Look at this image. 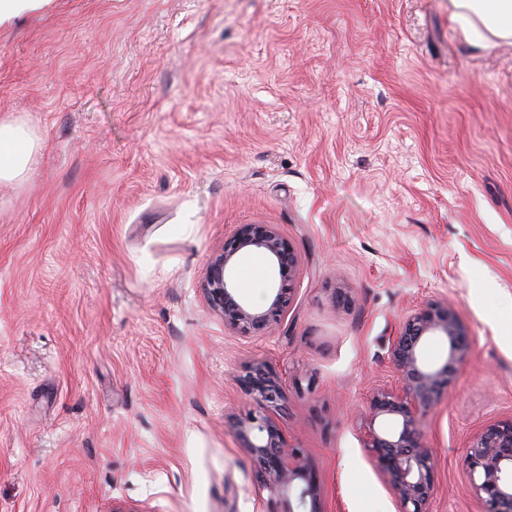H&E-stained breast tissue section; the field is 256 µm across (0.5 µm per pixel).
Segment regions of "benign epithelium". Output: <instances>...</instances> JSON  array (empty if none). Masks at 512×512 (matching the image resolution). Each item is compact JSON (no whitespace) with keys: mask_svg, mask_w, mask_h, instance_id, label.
Listing matches in <instances>:
<instances>
[{"mask_svg":"<svg viewBox=\"0 0 512 512\" xmlns=\"http://www.w3.org/2000/svg\"><path fill=\"white\" fill-rule=\"evenodd\" d=\"M263 251L278 280L267 308L250 306L239 292L234 258L242 250ZM300 259L274 224H243L224 247L210 258L201 289L208 307L224 318V327L239 336L254 337L277 323L294 292ZM443 338L448 356L441 366L427 363L425 341ZM470 352L467 333L455 310L430 303L410 314L390 346L391 363L398 375L396 389L372 393L362 413L364 447L401 505V512H430L435 494L430 449L419 429V417L433 409L451 381L453 366ZM244 389L258 395L266 407L280 400V390L267 366L256 363L241 379ZM236 433L250 452L264 481L274 490L288 491L303 481L296 508L286 512H319L315 481L294 448L283 444L277 426L266 417L253 416L236 423ZM466 469L475 497L486 512H512V419L487 426L469 443Z\"/></svg>","mask_w":512,"mask_h":512,"instance_id":"benign-epithelium-1","label":"benign epithelium"}]
</instances>
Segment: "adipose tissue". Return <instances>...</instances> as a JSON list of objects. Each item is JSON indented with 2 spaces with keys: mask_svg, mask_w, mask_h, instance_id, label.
Listing matches in <instances>:
<instances>
[{
  "mask_svg": "<svg viewBox=\"0 0 512 512\" xmlns=\"http://www.w3.org/2000/svg\"><path fill=\"white\" fill-rule=\"evenodd\" d=\"M452 19L463 37L476 46L491 38L512 39V0H450ZM35 141L23 126L0 122V184L25 178L32 172Z\"/></svg>",
  "mask_w": 512,
  "mask_h": 512,
  "instance_id": "adipose-tissue-1",
  "label": "adipose tissue"
}]
</instances>
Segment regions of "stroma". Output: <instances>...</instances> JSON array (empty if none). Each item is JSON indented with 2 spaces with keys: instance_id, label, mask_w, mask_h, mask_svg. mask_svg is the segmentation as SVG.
<instances>
[{
  "instance_id": "1",
  "label": "stroma",
  "mask_w": 512,
  "mask_h": 512,
  "mask_svg": "<svg viewBox=\"0 0 512 512\" xmlns=\"http://www.w3.org/2000/svg\"><path fill=\"white\" fill-rule=\"evenodd\" d=\"M449 0H52L0 26V512H283L235 423L273 419L320 512H399L361 414L405 318L471 349L420 419L432 512H483L465 453L512 417V44ZM243 224L300 255L262 335L206 304ZM351 298L337 304V292ZM267 365L279 407L240 383ZM35 141L23 126L0 122V184L11 183L32 173Z\"/></svg>"
}]
</instances>
